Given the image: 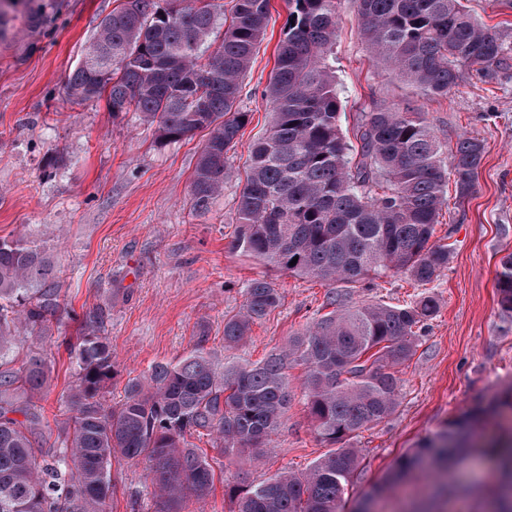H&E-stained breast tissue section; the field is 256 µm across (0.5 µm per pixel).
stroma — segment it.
Returning a JSON list of instances; mask_svg holds the SVG:
<instances>
[{
	"instance_id": "stroma-1",
	"label": "stroma",
	"mask_w": 512,
	"mask_h": 512,
	"mask_svg": "<svg viewBox=\"0 0 512 512\" xmlns=\"http://www.w3.org/2000/svg\"><path fill=\"white\" fill-rule=\"evenodd\" d=\"M116 5L53 0L41 28L19 22L0 39V237L26 235L54 256L66 312L103 311V334L116 361L108 404L122 401L128 378L185 355L202 335L217 362L262 360L324 314L329 289L347 307L410 302L416 289L401 275L331 288L266 267L234 247L247 147L270 125L264 93L288 14L285 0H271L267 35L243 79L240 106L250 121L225 171L223 196L203 214L192 208L191 181L204 133L165 143L136 113L112 112L106 99L81 100L67 88L85 46ZM466 6L512 44V0H467ZM331 62L342 88L344 132L370 100L386 107L420 102L448 144L466 135L486 148L471 195L449 198L436 227V238L452 251L447 270L427 286L439 311L401 369L400 405L388 422L352 441L362 463L348 486L349 502L378 486V512H400L408 496L401 486L383 484L396 461L480 399L512 386V320L503 318L496 294L499 260L512 252V65L489 77L462 67L448 97L423 99L367 51L355 0H339ZM255 278L272 282L281 303L244 343L225 349L224 317L240 309ZM66 312L42 334L21 332L18 344L19 353L44 352L53 360L50 391L41 401L52 434L73 382L58 346L78 329ZM304 377L303 367L291 370L287 417L260 462H227L199 440L218 479L204 502L188 499L183 512H230L225 481L256 484L283 469L300 473L325 453L313 432ZM108 509L155 512L145 461L113 464Z\"/></svg>"
}]
</instances>
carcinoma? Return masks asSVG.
<instances>
[{"label":"carcinoma","instance_id":"carcinoma-1","mask_svg":"<svg viewBox=\"0 0 512 512\" xmlns=\"http://www.w3.org/2000/svg\"><path fill=\"white\" fill-rule=\"evenodd\" d=\"M30 28L42 25L43 0H12ZM338 0H286L265 97L269 130L248 147L234 242L244 255L328 285L369 282L388 272L425 285L448 269V245L433 240L456 196L473 190L485 154L476 138L454 150L419 108L367 106L354 125L356 143L340 127L341 100L329 56ZM368 51L424 95L446 97L463 65L493 75L512 46L480 23L462 0H357ZM271 0H232L222 15L211 3L122 0L100 22L69 77L81 99L106 96L114 112H136L163 142L207 131L192 180V204L209 210L224 190V171L250 114L240 110L242 79L264 40ZM222 42L209 51L217 27ZM296 264H291V261ZM58 266L22 236L0 238V512H106L115 461L149 463L156 512H180L187 494L204 500L214 485L212 459L189 437L207 436L224 458L260 460L283 426L291 393L288 370L306 369V401L314 432L330 449L305 473L281 471L256 485L224 484L233 512H343L360 468L350 442L388 421L399 406L401 367L416 352L436 314L426 292L406 305L358 303L330 311L259 362L220 364L199 338L185 356L130 378L122 402L106 403L115 374L112 346L100 334L103 315L83 316L76 341L63 339L75 377L66 419L52 451L35 399L49 390L48 357L9 356L15 331L40 332L61 310ZM501 313L512 318V253L497 274ZM280 294L265 279L245 288V301L224 316V348L241 343L273 312ZM495 395L401 457L391 482L430 473L452 493V463L478 454L491 463L488 512H512V440L474 448L472 430L486 414L511 408ZM22 418H16V415Z\"/></svg>","mask_w":512,"mask_h":512}]
</instances>
